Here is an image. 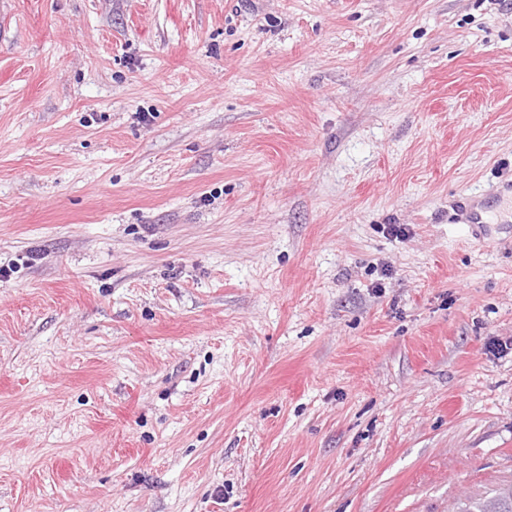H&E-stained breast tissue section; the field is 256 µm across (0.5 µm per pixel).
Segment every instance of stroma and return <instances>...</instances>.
Listing matches in <instances>:
<instances>
[{
    "label": "stroma",
    "mask_w": 512,
    "mask_h": 512,
    "mask_svg": "<svg viewBox=\"0 0 512 512\" xmlns=\"http://www.w3.org/2000/svg\"><path fill=\"white\" fill-rule=\"evenodd\" d=\"M508 176L512 0H0V512L512 485ZM511 199L512 205V181L502 183L493 192L475 196L464 205V208L459 210V213H454L453 216H458V222L467 224L471 230V234L478 239H484L487 235V228L489 227L484 219V209L490 203H499L504 199Z\"/></svg>",
    "instance_id": "35a3bbf8"
}]
</instances>
